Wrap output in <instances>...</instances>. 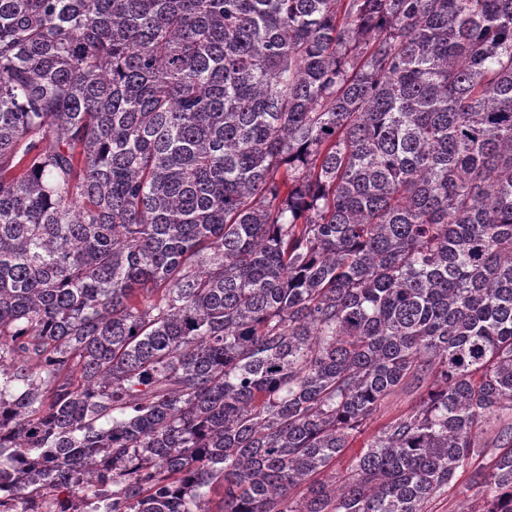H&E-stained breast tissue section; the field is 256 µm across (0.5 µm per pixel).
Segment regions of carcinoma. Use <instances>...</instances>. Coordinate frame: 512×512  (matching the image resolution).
<instances>
[{"instance_id": "1", "label": "carcinoma", "mask_w": 512, "mask_h": 512, "mask_svg": "<svg viewBox=\"0 0 512 512\" xmlns=\"http://www.w3.org/2000/svg\"><path fill=\"white\" fill-rule=\"evenodd\" d=\"M493 420L512 512V0H0V512H427ZM426 387L407 388L398 390L389 395L380 405L373 419L365 427L363 433L359 435L352 443V448L336 460V463L322 476V478H332L336 476L337 484L341 478L347 474L351 457L358 453L367 441V439L383 424L410 412L426 394ZM331 480V479H330Z\"/></svg>"}]
</instances>
